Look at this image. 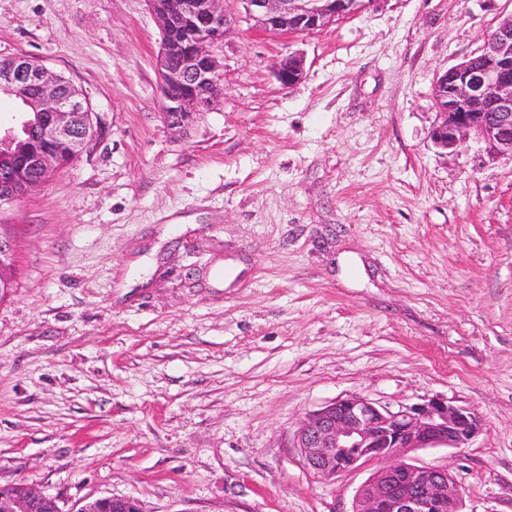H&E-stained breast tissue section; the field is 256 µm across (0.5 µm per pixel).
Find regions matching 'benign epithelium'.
<instances>
[{
    "mask_svg": "<svg viewBox=\"0 0 512 512\" xmlns=\"http://www.w3.org/2000/svg\"><path fill=\"white\" fill-rule=\"evenodd\" d=\"M162 32L159 92L166 123L189 126L220 91V61L209 47L224 40L238 9L263 30L295 34L326 28L358 13L365 0H148ZM302 60L280 63L276 76L291 86ZM23 102L20 134L0 135V149L18 159L0 180V212L45 183L62 166L57 147L82 152L94 136L92 112L64 76L24 55L0 60V93ZM439 121L433 143L452 148L473 134L512 159V14L487 34L481 62L465 60L435 82ZM478 417L446 401L429 400L392 411L360 395L337 399L305 417L297 445L307 468L322 480L375 466L358 489L352 512H462L463 491L445 466H417L407 454L424 448H464L479 433ZM0 512H63L43 487L0 486ZM76 512H142L131 498L102 497Z\"/></svg>",
    "mask_w": 512,
    "mask_h": 512,
    "instance_id": "1",
    "label": "benign epithelium"
}]
</instances>
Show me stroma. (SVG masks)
Segmentation results:
<instances>
[{
  "label": "stroma",
  "mask_w": 512,
  "mask_h": 512,
  "mask_svg": "<svg viewBox=\"0 0 512 512\" xmlns=\"http://www.w3.org/2000/svg\"><path fill=\"white\" fill-rule=\"evenodd\" d=\"M512 0H373L316 31L239 19L222 95L161 110L147 0H0V58L87 99L96 135L0 214V485L63 512H351L371 467L317 480L300 419L359 394L482 420L425 448L464 512H512V159L437 147L434 86ZM290 56L303 74L282 86ZM77 512H142L131 498L102 497L85 502Z\"/></svg>",
  "instance_id": "obj_1"
}]
</instances>
